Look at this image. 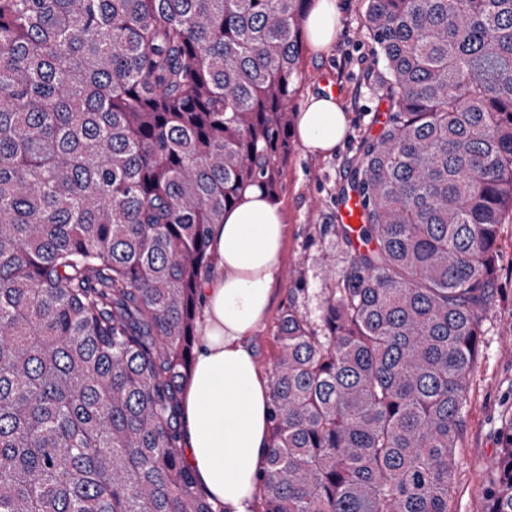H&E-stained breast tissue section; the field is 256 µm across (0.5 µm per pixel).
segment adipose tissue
<instances>
[{
	"label": "adipose tissue",
	"mask_w": 512,
	"mask_h": 512,
	"mask_svg": "<svg viewBox=\"0 0 512 512\" xmlns=\"http://www.w3.org/2000/svg\"><path fill=\"white\" fill-rule=\"evenodd\" d=\"M303 26L315 50L326 51L341 30L336 0H312ZM298 142L330 154L347 116L339 99L309 95L294 118ZM287 234L281 204L261 188L243 190L209 229L214 264L200 288L201 325L182 393L186 463L199 487L223 512H252L268 455L270 382L252 342L268 316L279 282Z\"/></svg>",
	"instance_id": "adipose-tissue-1"
}]
</instances>
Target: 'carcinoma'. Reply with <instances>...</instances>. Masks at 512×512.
Instances as JSON below:
<instances>
[{"instance_id": "cac0c4a2", "label": "carcinoma", "mask_w": 512, "mask_h": 512, "mask_svg": "<svg viewBox=\"0 0 512 512\" xmlns=\"http://www.w3.org/2000/svg\"><path fill=\"white\" fill-rule=\"evenodd\" d=\"M311 0H0V512H217L181 439L209 226L275 197ZM389 103L261 512H448L512 217V0H367ZM486 512H512V414Z\"/></svg>"}]
</instances>
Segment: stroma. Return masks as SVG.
<instances>
[{"label": "stroma", "mask_w": 512, "mask_h": 512, "mask_svg": "<svg viewBox=\"0 0 512 512\" xmlns=\"http://www.w3.org/2000/svg\"><path fill=\"white\" fill-rule=\"evenodd\" d=\"M342 31L324 54L303 52L305 77L294 100L303 107L310 90L332 86L346 103L349 122L341 145L329 155L313 154L295 145L283 164L277 193L288 224L278 292L267 319L253 341L263 374H270L279 353L276 334L282 314L295 307L318 322L331 271L347 265L335 233L336 215L351 190L349 167L364 139L378 135L387 104L372 94L366 76L380 69L366 28V0H339ZM501 261L496 299L484 323L481 356L469 377L468 411L455 450L456 472L448 512H484L485 483L499 454L497 428L512 410V223L501 225ZM303 282H295L294 271Z\"/></svg>", "instance_id": "35a3bbf8"}]
</instances>
